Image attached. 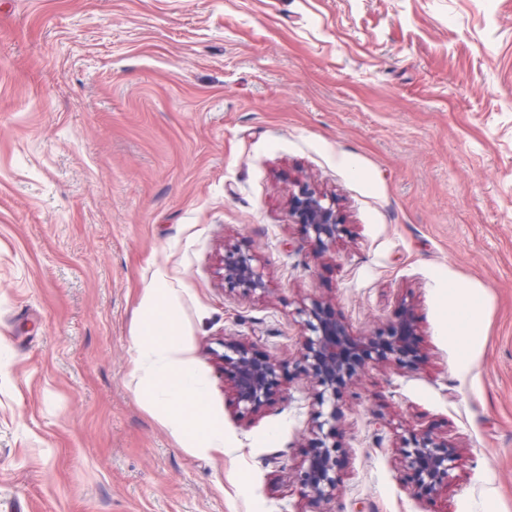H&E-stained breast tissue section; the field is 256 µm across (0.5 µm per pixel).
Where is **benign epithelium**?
Segmentation results:
<instances>
[{
    "label": "benign epithelium",
    "instance_id": "obj_1",
    "mask_svg": "<svg viewBox=\"0 0 512 512\" xmlns=\"http://www.w3.org/2000/svg\"><path fill=\"white\" fill-rule=\"evenodd\" d=\"M288 217L301 226L304 236L318 253L336 248L348 232L336 199L305 179L288 186ZM222 279L231 288L250 293L268 292L267 281L257 256L237 247L224 249ZM309 331L300 352L302 371L311 380L316 410L313 432L318 449L305 461L299 473L304 493L317 502L336 496L342 483L339 439L340 405L348 386L375 364L401 367L418 364L420 352L415 343L418 324L413 302L402 298L386 318L385 337L371 333L355 334L329 305L314 301L300 310ZM224 370L231 377L239 415L243 418L270 407L280 387L277 364L258 357L237 340L224 341L220 355ZM459 454L448 440L429 432L411 433L403 439L402 463L410 493L418 499H431L454 480Z\"/></svg>",
    "mask_w": 512,
    "mask_h": 512
}]
</instances>
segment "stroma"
Masks as SVG:
<instances>
[{"instance_id": "35a3bbf8", "label": "stroma", "mask_w": 512, "mask_h": 512, "mask_svg": "<svg viewBox=\"0 0 512 512\" xmlns=\"http://www.w3.org/2000/svg\"><path fill=\"white\" fill-rule=\"evenodd\" d=\"M294 178L339 198L335 251L289 220ZM228 246L267 294L225 286ZM159 270L224 454L180 443L131 373ZM399 297L423 363L349 390L320 506L296 478L298 311L378 334ZM230 337L284 380L245 419ZM413 430L459 451L438 499L402 478ZM0 512H512V0H0ZM449 327L451 332L466 346L470 337L474 334L475 312L470 306L464 304L454 305Z\"/></svg>"}]
</instances>
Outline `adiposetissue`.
<instances>
[{
    "instance_id": "obj_1",
    "label": "adipose tissue",
    "mask_w": 512,
    "mask_h": 512,
    "mask_svg": "<svg viewBox=\"0 0 512 512\" xmlns=\"http://www.w3.org/2000/svg\"><path fill=\"white\" fill-rule=\"evenodd\" d=\"M134 372L174 435L198 453H223L224 428L211 416L205 387L182 340L179 298L165 273L145 288L136 310Z\"/></svg>"
}]
</instances>
